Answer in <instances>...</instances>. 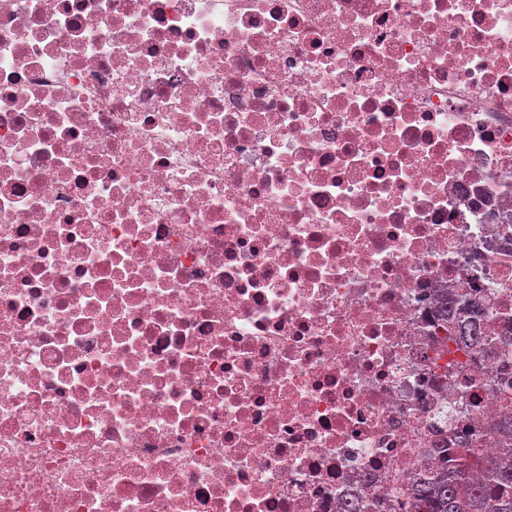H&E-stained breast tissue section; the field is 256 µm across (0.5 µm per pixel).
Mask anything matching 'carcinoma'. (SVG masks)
<instances>
[{"mask_svg": "<svg viewBox=\"0 0 512 512\" xmlns=\"http://www.w3.org/2000/svg\"><path fill=\"white\" fill-rule=\"evenodd\" d=\"M439 311L457 323L463 340L475 346L482 338L484 312L472 307L461 312L444 299ZM506 431L503 448L494 457L475 452L461 454L455 448L440 449L439 456L411 487L418 512H512V427ZM482 479H474L476 471Z\"/></svg>", "mask_w": 512, "mask_h": 512, "instance_id": "obj_1", "label": "carcinoma"}]
</instances>
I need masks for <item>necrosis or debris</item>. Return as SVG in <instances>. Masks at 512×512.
<instances>
[{"mask_svg":"<svg viewBox=\"0 0 512 512\" xmlns=\"http://www.w3.org/2000/svg\"><path fill=\"white\" fill-rule=\"evenodd\" d=\"M509 420L512 0H0V512H400ZM439 311L446 318L457 323L456 328L459 335L463 340L468 341L469 344L476 346L482 338V325L484 324V312L482 308H469L468 310H461L457 316V309L454 308L453 302L447 299L439 303ZM463 314V315H460ZM463 317V320L461 318Z\"/></svg>","mask_w":512,"mask_h":512,"instance_id":"obj_1","label":"necrosis or debris"}]
</instances>
